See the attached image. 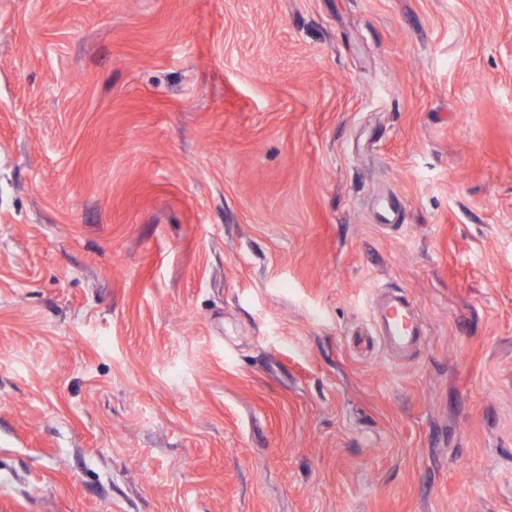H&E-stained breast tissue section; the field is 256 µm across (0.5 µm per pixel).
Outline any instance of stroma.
<instances>
[{
    "label": "stroma",
    "mask_w": 512,
    "mask_h": 512,
    "mask_svg": "<svg viewBox=\"0 0 512 512\" xmlns=\"http://www.w3.org/2000/svg\"><path fill=\"white\" fill-rule=\"evenodd\" d=\"M0 512H512V0H0ZM374 327L392 360L411 352L420 337L418 316L411 302L404 297L379 301L374 314Z\"/></svg>",
    "instance_id": "35a3bbf8"
}]
</instances>
